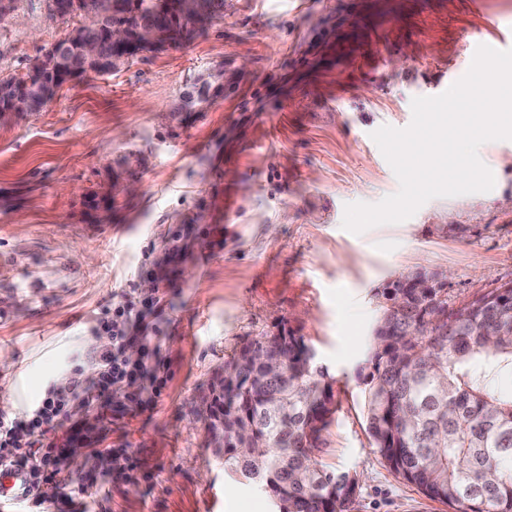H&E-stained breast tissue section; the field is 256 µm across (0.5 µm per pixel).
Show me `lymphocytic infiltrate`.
<instances>
[{"label": "lymphocytic infiltrate", "instance_id": "lymphocytic-infiltrate-1", "mask_svg": "<svg viewBox=\"0 0 512 512\" xmlns=\"http://www.w3.org/2000/svg\"><path fill=\"white\" fill-rule=\"evenodd\" d=\"M153 307L150 301L139 310L125 302L113 303L112 344L93 359L98 372L93 384L84 385L76 377L68 388L49 390L31 414L0 415V464L25 470L38 500L54 496L62 482L72 485L77 493L86 491L69 468L78 450H94L96 442L84 434L81 422L71 419L68 405L72 396L83 394L87 404L103 416L113 406L116 389H124V398L131 403L142 402L145 390L160 393L165 382L164 365L157 349L150 346L152 327L147 320ZM135 346L144 350L138 361L127 355ZM146 378L151 388H144Z\"/></svg>", "mask_w": 512, "mask_h": 512}]
</instances>
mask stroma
<instances>
[{"label":"stroma","mask_w":512,"mask_h":512,"mask_svg":"<svg viewBox=\"0 0 512 512\" xmlns=\"http://www.w3.org/2000/svg\"><path fill=\"white\" fill-rule=\"evenodd\" d=\"M353 1L224 0L223 17L181 44L0 118V252L14 263L0 271V397L15 398L0 413L24 416L74 367L94 375L87 337L107 335L112 303L152 298L159 270L150 320L168 375L159 396L117 406L107 425L71 400L103 438V466L74 465L87 494L1 499L0 512H277L225 472L198 394L228 354L282 325L334 381L319 458L357 474L352 512H448L372 449L369 346L400 274L445 275L452 309L512 281V140L479 149L490 192L435 198L360 235L342 220L347 204L399 187L372 132L407 127L412 100L461 68L486 18L512 26V0ZM84 21L23 0L0 21V78ZM205 81L207 100L186 104ZM116 453L133 470L114 471Z\"/></svg>","instance_id":"1"}]
</instances>
